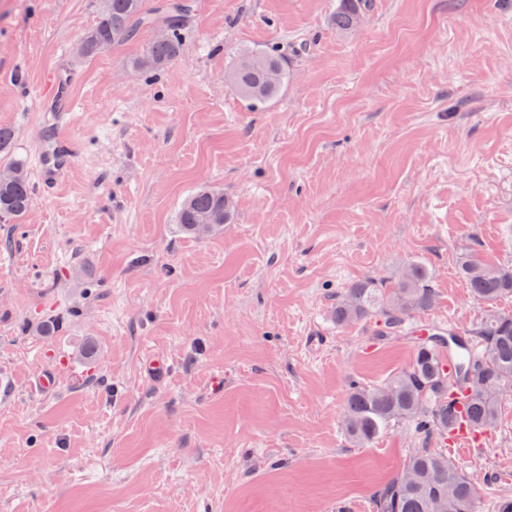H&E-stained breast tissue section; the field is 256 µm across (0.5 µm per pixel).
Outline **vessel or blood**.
<instances>
[{"mask_svg": "<svg viewBox=\"0 0 512 512\" xmlns=\"http://www.w3.org/2000/svg\"><path fill=\"white\" fill-rule=\"evenodd\" d=\"M76 70L56 66L45 75L40 90L43 115L36 149L38 182L43 193L53 194L77 158L78 141L72 134L79 101L74 93Z\"/></svg>", "mask_w": 512, "mask_h": 512, "instance_id": "b4317fda", "label": "vessel or blood"}]
</instances>
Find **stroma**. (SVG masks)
Here are the masks:
<instances>
[{
	"label": "stroma",
	"mask_w": 512,
	"mask_h": 512,
	"mask_svg": "<svg viewBox=\"0 0 512 512\" xmlns=\"http://www.w3.org/2000/svg\"><path fill=\"white\" fill-rule=\"evenodd\" d=\"M194 2L149 74L153 27L78 57L101 0H0V171L35 173L44 74L83 76L67 180L0 221V512H374L421 442L352 445L345 399L411 339L336 326L337 295L418 263L426 322L467 329L461 258L512 265V0H372L347 31L340 0ZM253 48L288 67L260 108L227 79ZM199 186L231 215L193 238ZM454 462L478 512L512 497V400Z\"/></svg>",
	"instance_id": "stroma-1"
}]
</instances>
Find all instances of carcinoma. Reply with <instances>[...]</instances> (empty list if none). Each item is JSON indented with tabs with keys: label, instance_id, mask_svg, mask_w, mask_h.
Here are the masks:
<instances>
[{
	"label": "carcinoma",
	"instance_id": "carcinoma-1",
	"mask_svg": "<svg viewBox=\"0 0 512 512\" xmlns=\"http://www.w3.org/2000/svg\"><path fill=\"white\" fill-rule=\"evenodd\" d=\"M371 7L370 0H342L336 26L350 29L355 19ZM193 0H166L154 13L145 11V0H102L96 25L79 42L78 55L90 58L119 40H132L140 29L156 23L167 35L155 40L136 62L143 70L156 71L173 63L182 53V34ZM229 78L240 95L261 105L280 91L287 72L273 50L243 52ZM19 178L0 183V217L19 220L33 203V189L20 166ZM229 214L224 192L199 188L181 203L178 224L187 232L204 234L224 223ZM459 274L472 298L484 304L512 297V266H492L479 255L461 258ZM435 288L427 271L409 264L389 289L371 280L352 285L332 307L336 324L366 321L380 339L408 335L415 315L433 307ZM425 338L415 339L409 362L378 385L353 381L344 407L347 436L356 445L374 442L393 426H403L425 443L448 442L452 417L448 401L462 397L459 417L475 433L498 421L501 401L512 395V313L499 312L462 333L445 326L424 328ZM480 348L447 367L448 353L467 344ZM477 512L473 483L440 448H417L402 469L374 497L375 512Z\"/></svg>",
	"mask_w": 512,
	"mask_h": 512
}]
</instances>
